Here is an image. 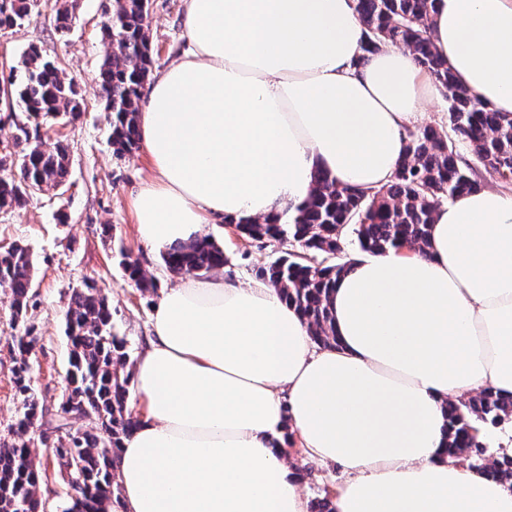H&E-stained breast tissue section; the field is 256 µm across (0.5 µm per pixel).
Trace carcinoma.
<instances>
[{"instance_id": "1", "label": "carcinoma", "mask_w": 512, "mask_h": 512, "mask_svg": "<svg viewBox=\"0 0 512 512\" xmlns=\"http://www.w3.org/2000/svg\"><path fill=\"white\" fill-rule=\"evenodd\" d=\"M366 33V52L381 46H402L413 52L418 65L435 79L448 101V127L410 129L391 180L378 189L339 186L325 173L315 176V188L301 205L289 206L263 220H235L239 234L249 240H285L299 243L301 251L283 255L256 270L257 279L277 288L308 324L314 342L336 346L331 327L330 293L336 279L351 262L340 261L347 231L356 234L364 253L428 246L434 210L456 196L479 188L472 167L461 160L448 132L464 143L485 171L500 178L512 175V114L498 112L469 88L459 85L448 63L430 38L435 0H354ZM40 0H8L0 8V30L22 25L39 12ZM148 11L144 0H121L102 24L108 50L96 81L105 108L112 114V147L118 155L139 148V102L152 68ZM11 96L26 111L25 124L12 132L18 176L0 177V210L27 202L30 195L65 185L67 148L48 147L41 129L50 117L82 112L79 92L59 62L41 47L31 45L19 67L0 78ZM120 265L135 287L146 294L157 282L138 260L118 250ZM170 272L207 276L229 264L224 248L209 236L189 244H174L161 252ZM34 258L30 248L14 243L0 250V283L7 287L18 335L12 337L16 355V393L21 400L15 434L17 440L0 445V512H70L69 500L54 505L38 495L39 471L31 442L39 439L53 448L58 466L76 460L82 475L83 510L114 512L119 506L118 451L134 422L127 411L133 382L134 360L126 340L118 335L112 308L95 285L75 288L66 310L70 341L65 390L54 411L40 406L32 393L29 350L25 338L35 335L28 317L34 296ZM79 407L87 426L69 429V416ZM512 417V399L492 390L474 393L466 402L448 401V453L464 456L475 468H485L498 481L512 487V456L486 463L480 425L497 424Z\"/></svg>"}]
</instances>
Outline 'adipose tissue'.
I'll return each mask as SVG.
<instances>
[{
	"label": "adipose tissue",
	"mask_w": 512,
	"mask_h": 512,
	"mask_svg": "<svg viewBox=\"0 0 512 512\" xmlns=\"http://www.w3.org/2000/svg\"><path fill=\"white\" fill-rule=\"evenodd\" d=\"M189 49L148 86L154 180L133 200L162 249L205 224L306 201L316 172L377 188L441 91L409 51L365 54L354 0H184ZM436 52L512 113V0H436ZM337 344L316 348L270 285L183 278L153 308L118 455L119 512H309L293 431L339 466L334 512H512V488L449 455V396L512 397V191L439 207L429 245L356 259L336 281Z\"/></svg>",
	"instance_id": "ef3b65f1"
}]
</instances>
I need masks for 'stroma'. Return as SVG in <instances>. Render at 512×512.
Returning a JSON list of instances; mask_svg holds the SVG:
<instances>
[{"label": "stroma", "instance_id": "obj_1", "mask_svg": "<svg viewBox=\"0 0 512 512\" xmlns=\"http://www.w3.org/2000/svg\"><path fill=\"white\" fill-rule=\"evenodd\" d=\"M115 0H47L39 14L21 26L0 31V73L17 65L29 45H40L74 79L84 102L80 118L60 120L47 128L49 141L68 147L69 173L63 194L49 190L32 195L22 207L0 211V249L20 242L36 260L34 305L29 313L39 343L29 355L30 376L46 408L59 403L64 387L69 345L65 313L73 288L90 282L101 289L112 306L119 335L131 354H138L149 334L150 315L157 295L141 294L124 274L115 255L126 250L166 289L175 277L159 252L138 237L132 200L154 172L145 150L115 156L110 140V115L104 109L95 80L107 51L101 26L104 5ZM68 6L72 26L67 34L55 30V11ZM183 0H153L149 35L153 72H160L186 47L181 26ZM111 233H103V225ZM204 234L223 245L231 262L223 275L241 283L254 280L257 267L287 252L295 242L267 240L250 243L237 236L230 224H208ZM8 296L0 294V443L14 441V423L21 403L14 386L16 362L7 339L13 329Z\"/></svg>", "mask_w": 512, "mask_h": 512}]
</instances>
